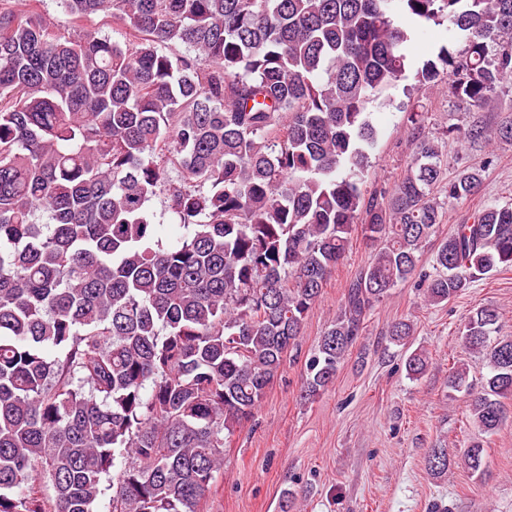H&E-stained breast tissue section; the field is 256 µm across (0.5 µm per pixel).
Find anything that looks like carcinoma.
I'll use <instances>...</instances> for the list:
<instances>
[{"label":"carcinoma","instance_id":"obj_1","mask_svg":"<svg viewBox=\"0 0 512 512\" xmlns=\"http://www.w3.org/2000/svg\"><path fill=\"white\" fill-rule=\"evenodd\" d=\"M0 0V512H201L224 448L260 404L353 238L376 245L306 362L301 398L328 388L376 306L416 274L448 202L417 137L394 188L363 189L374 104L399 82L444 80L472 111L512 82V0ZM102 14L116 41L78 27ZM448 23L464 43L411 64L414 33ZM512 141V121L460 140ZM161 195L182 233L155 239ZM512 268V205L456 226L418 286L446 303ZM482 306L459 330L483 355L480 389L458 361L480 435L512 398V337ZM413 321L389 328L406 348ZM428 369L405 358L408 378ZM465 464L486 461L480 441ZM426 467L448 469L447 449ZM47 478L54 496L34 487Z\"/></svg>","mask_w":512,"mask_h":512}]
</instances>
